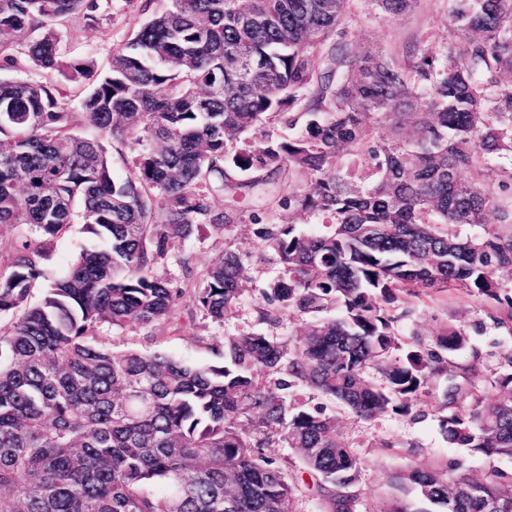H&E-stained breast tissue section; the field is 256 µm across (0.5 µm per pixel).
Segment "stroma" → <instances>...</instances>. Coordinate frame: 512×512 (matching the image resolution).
Listing matches in <instances>:
<instances>
[{"label":"stroma","mask_w":512,"mask_h":512,"mask_svg":"<svg viewBox=\"0 0 512 512\" xmlns=\"http://www.w3.org/2000/svg\"><path fill=\"white\" fill-rule=\"evenodd\" d=\"M167 0H102L103 16L99 24L87 26L74 19L61 27L60 46L66 53L87 56L94 60L97 72H106L113 53L124 47L131 33L150 14L162 11ZM451 0H419L413 10L394 18L378 14L367 0H351L349 24L355 29L362 44H374L389 54L401 52L415 41L434 46L448 35V12ZM217 207L236 206L242 218L227 234L194 236L173 241L169 246V260L158 269L159 274L181 280L179 257H189L196 270H203L216 261L225 247H232L249 268L252 281L223 324H215L202 315H195L194 324L184 332L170 331L165 335L163 348L174 358L197 364H213L217 358L212 348L224 337L244 331L262 332L276 337L282 343L295 342L304 327L303 320L294 314L282 317L277 326H269L260 319L265 307L262 291L266 283L281 273L277 259L261 248L252 232L250 213L258 208L269 209L278 223L296 224L301 231H320L325 219L318 213H294L277 206L274 201L230 197L216 198ZM447 321L464 326L471 335V344L452 356L453 367L471 363L473 354H480L482 372L496 369L498 354L512 349V335L493 327L490 309L472 299L448 296L416 305L412 316L397 322L398 331L405 338L430 341L439 322ZM422 418L383 416L373 421H362L343 409L335 415L343 439L360 457L362 468L356 490L359 494L357 512H383L389 499L395 495L393 480L407 467H428L445 464L457 458L459 449L451 447L442 438L436 421L437 413L429 398H422Z\"/></svg>","instance_id":"obj_1"}]
</instances>
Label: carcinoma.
<instances>
[{"label":"carcinoma","mask_w":512,"mask_h":512,"mask_svg":"<svg viewBox=\"0 0 512 512\" xmlns=\"http://www.w3.org/2000/svg\"><path fill=\"white\" fill-rule=\"evenodd\" d=\"M370 2L397 16L418 0ZM347 9L168 0L100 74L59 32L99 23V0H0V72L45 75L0 77V224L26 227L0 271V313L14 315L0 332V512H291L298 481L265 454L272 442L294 449L327 512H355L360 459L298 387L370 421L412 414L445 372L438 427L464 457L397 475L425 507L394 497L386 512L512 505V470L476 477L465 462L512 459V351L487 397L448 368L465 329L444 322L428 345L395 330L411 313L398 302L453 293L512 332V172L484 180L490 159L512 158V0H457L446 40L397 57L361 45ZM130 136L117 179L104 142ZM224 195L326 217L306 235L250 215L282 266L261 320L305 316L303 336H226L219 366L98 345L103 327L180 324L186 297L224 324L251 283L236 251L196 274L178 259L184 287L156 273L171 241L235 227ZM74 224L88 244L28 305Z\"/></svg>","instance_id":"obj_1"}]
</instances>
